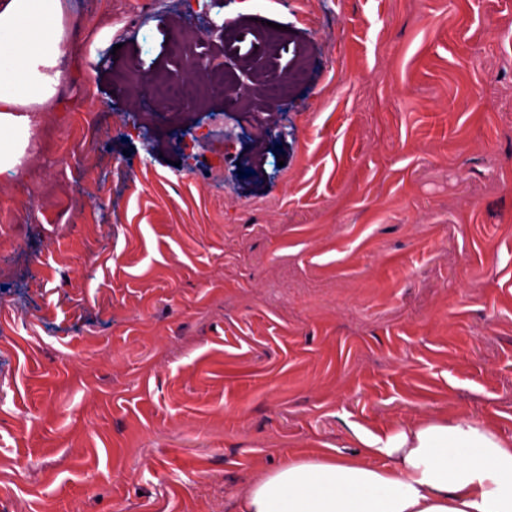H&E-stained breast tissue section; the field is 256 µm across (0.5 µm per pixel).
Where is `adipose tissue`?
Here are the masks:
<instances>
[{
  "label": "adipose tissue",
  "instance_id": "1",
  "mask_svg": "<svg viewBox=\"0 0 512 512\" xmlns=\"http://www.w3.org/2000/svg\"><path fill=\"white\" fill-rule=\"evenodd\" d=\"M72 0H0V175L17 174L38 115L61 105ZM358 457L286 456L238 512H512V434L469 415L372 436Z\"/></svg>",
  "mask_w": 512,
  "mask_h": 512
}]
</instances>
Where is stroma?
I'll return each mask as SVG.
<instances>
[{
  "label": "stroma",
  "instance_id": "obj_1",
  "mask_svg": "<svg viewBox=\"0 0 512 512\" xmlns=\"http://www.w3.org/2000/svg\"><path fill=\"white\" fill-rule=\"evenodd\" d=\"M128 2L42 115L76 155L0 175V512H236L288 453L512 432V0ZM213 56L307 76L173 125L141 100Z\"/></svg>",
  "mask_w": 512,
  "mask_h": 512
}]
</instances>
